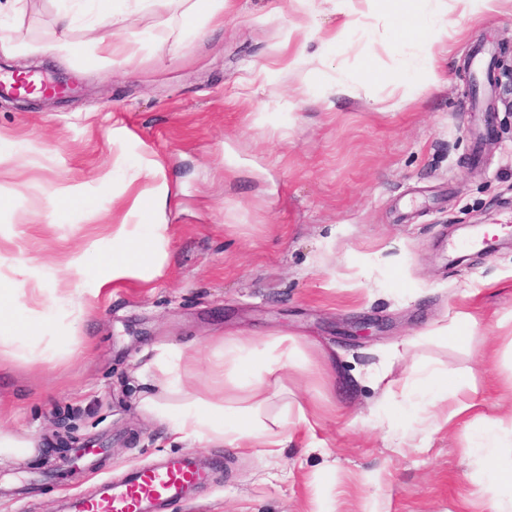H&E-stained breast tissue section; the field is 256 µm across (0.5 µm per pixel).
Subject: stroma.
Returning a JSON list of instances; mask_svg holds the SVG:
<instances>
[{
  "label": "stroma",
  "mask_w": 512,
  "mask_h": 512,
  "mask_svg": "<svg viewBox=\"0 0 512 512\" xmlns=\"http://www.w3.org/2000/svg\"><path fill=\"white\" fill-rule=\"evenodd\" d=\"M438 6L455 24L436 48L439 82L411 89L397 72L414 46L386 0H226L223 25L199 37L180 33L173 4L132 16L118 34L126 51L109 62L89 29L92 0H76L66 56L47 50L59 0H19L0 19V61L78 85L61 103L0 101V139L27 145L0 155V256L14 278L33 259L46 292L92 282L129 199L112 174L121 157L162 167L172 226V259L149 287L105 289L59 327L69 355L0 358V431L31 445L0 457V481L35 484L21 500L0 492V512H55L63 495L193 448L142 407L162 392L161 374L144 369L151 348L192 354L201 392L213 337L284 335L315 370L283 371L288 396L266 412L302 404L315 432L289 422L275 456L200 447L223 461L169 512H316L326 499L335 512H484L471 425L437 431L397 407L413 360L476 384L491 416L512 389V90L494 113L475 105L512 45V0L474 20L458 0ZM347 21L350 40H335ZM367 69L376 77L354 96L326 95L337 74ZM67 184L88 197L79 215L54 204ZM489 224L502 245L455 264L454 242ZM95 239L99 252L70 271ZM459 312L475 319L466 341L436 335ZM367 317L387 331L344 335ZM379 362L387 395L367 378ZM90 441L103 461L69 474L63 448Z\"/></svg>",
  "instance_id": "obj_1"
}]
</instances>
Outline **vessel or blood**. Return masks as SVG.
<instances>
[{"mask_svg": "<svg viewBox=\"0 0 512 512\" xmlns=\"http://www.w3.org/2000/svg\"><path fill=\"white\" fill-rule=\"evenodd\" d=\"M208 477L207 466L190 450L124 480L101 481L92 495L65 497L58 512H168L171 503L192 498Z\"/></svg>", "mask_w": 512, "mask_h": 512, "instance_id": "b4317fda", "label": "vessel or blood"}]
</instances>
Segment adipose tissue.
Segmentation results:
<instances>
[{"mask_svg":"<svg viewBox=\"0 0 512 512\" xmlns=\"http://www.w3.org/2000/svg\"><path fill=\"white\" fill-rule=\"evenodd\" d=\"M389 2L395 14L412 21L409 35L420 49L417 63L403 68V81L435 84L438 76L433 47L447 37L451 20L439 13L417 11V0ZM144 175L153 180L150 194L133 196L123 216L112 224V259L99 267L91 295L105 288L149 285L170 262L171 227L165 220L169 189L162 168L151 160L126 167L125 184L133 186ZM25 298L23 284L0 277V356L36 355L47 361L59 358L60 338L51 329L59 325L61 314L81 315L84 301L67 292L53 296L51 302L35 310L27 306ZM193 362L192 355L167 347L157 348L152 359L164 377L165 390L181 394L182 399L173 404L150 396L143 407L168 421L175 440L264 448L271 454L285 447L289 440L286 424L280 417L268 415L266 407L284 392L279 377L282 369L311 368L300 351L289 345L287 337L260 349L229 337H214L208 360L209 384L203 395L189 388ZM404 388L416 395L421 417L438 429L473 414L479 407L477 401L460 399L457 377L433 366L410 364ZM492 428L477 432L472 450L486 455L490 463L485 476L492 493L490 512H505L506 506H512V461L497 458Z\"/></svg>","mask_w":512,"mask_h":512,"instance_id":"obj_1","label":"adipose tissue"}]
</instances>
